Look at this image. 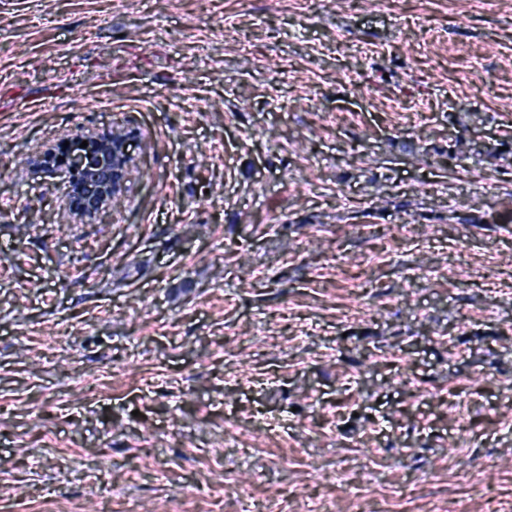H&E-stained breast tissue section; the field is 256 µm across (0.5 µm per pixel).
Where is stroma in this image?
Returning <instances> with one entry per match:
<instances>
[{
  "label": "stroma",
  "mask_w": 512,
  "mask_h": 512,
  "mask_svg": "<svg viewBox=\"0 0 512 512\" xmlns=\"http://www.w3.org/2000/svg\"><path fill=\"white\" fill-rule=\"evenodd\" d=\"M503 143L512 0H0V512H512ZM84 140L88 145L80 148ZM38 163L46 173L62 178L69 216L84 221L100 217L124 195L134 157L127 135L83 131L66 150L62 144L48 146ZM319 482L328 484L336 483V487L349 498H363L372 493L371 483L367 479H362L357 483L346 479L338 470L336 472H319L315 475Z\"/></svg>",
  "instance_id": "stroma-1"
}]
</instances>
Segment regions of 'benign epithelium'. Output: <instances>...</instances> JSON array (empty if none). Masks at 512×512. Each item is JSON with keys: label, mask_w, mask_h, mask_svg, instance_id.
I'll return each mask as SVG.
<instances>
[{"label": "benign epithelium", "mask_w": 512, "mask_h": 512, "mask_svg": "<svg viewBox=\"0 0 512 512\" xmlns=\"http://www.w3.org/2000/svg\"><path fill=\"white\" fill-rule=\"evenodd\" d=\"M88 142L84 148L82 142ZM41 168L67 185V211L79 221L104 214L126 190L134 165L127 135L83 131L68 146H48L39 156Z\"/></svg>", "instance_id": "7a95c632"}]
</instances>
